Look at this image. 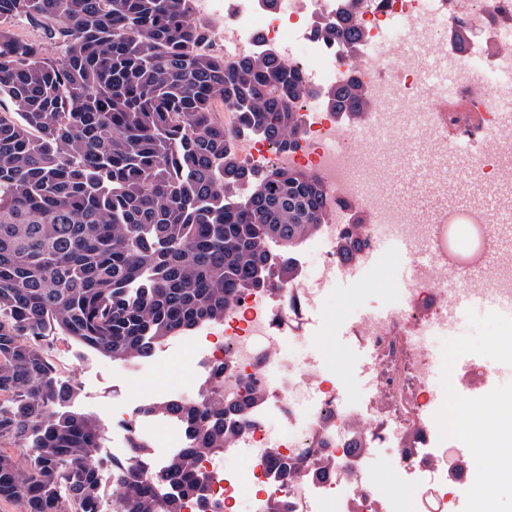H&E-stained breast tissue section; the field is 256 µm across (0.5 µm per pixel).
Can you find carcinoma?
<instances>
[{
	"mask_svg": "<svg viewBox=\"0 0 512 512\" xmlns=\"http://www.w3.org/2000/svg\"><path fill=\"white\" fill-rule=\"evenodd\" d=\"M194 0H0V500L28 512H179L205 500L202 454L224 448V422L246 408L211 390L178 414L193 445L149 476L100 462L98 417L72 409L47 337L60 333L134 361L171 336L224 319L237 292L291 273L289 254L321 224L324 193L308 171L257 170L213 114L294 147L309 90L276 52L226 60ZM27 20L61 44L47 58L20 38ZM351 48L350 13L324 29ZM334 110L365 112L355 82L326 89ZM282 262L270 272L268 249ZM24 451L19 463L4 446Z\"/></svg>",
	"mask_w": 512,
	"mask_h": 512,
	"instance_id": "carcinoma-1",
	"label": "carcinoma"
}]
</instances>
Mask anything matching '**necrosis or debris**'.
<instances>
[{"label":"necrosis or debris","mask_w":512,"mask_h":512,"mask_svg":"<svg viewBox=\"0 0 512 512\" xmlns=\"http://www.w3.org/2000/svg\"><path fill=\"white\" fill-rule=\"evenodd\" d=\"M347 4L368 50L352 71L345 47L320 33ZM475 34L494 47L499 70L511 72L512 0H278L273 9L264 0H224L225 57L275 50L299 67L310 91L296 114L297 148L277 151L268 141L245 135L238 141L248 165L305 168L319 178L325 197L322 224L316 239L298 247V254L317 258L329 280L347 271L348 260L336 249L346 237L359 239L363 256L381 237L418 245L407 256L413 287L397 295L369 294L357 318L359 335L376 354V391L390 400L392 411L384 418L380 407L371 405L370 422L352 433L325 354L285 363L281 343L272 340L276 327L304 334V313L320 308L325 295L324 289L307 286V272L298 262L291 276L274 287L236 294L223 321L209 327L207 347L196 353L185 387L129 395L113 408L112 427L98 443L101 460L162 470L188 447L189 433L181 418L169 416L160 424L145 415V408L157 399L189 403L203 386L214 385L224 396L249 402L243 416L226 423L222 454L247 459L251 468L241 474L221 466L217 455L202 457L198 466L208 477L207 500L181 498L180 512H201L205 506L210 512H234L251 486L257 489L254 512H343L352 497L359 498L363 512H375L380 489L355 466L363 441L395 448L424 416L436 418L440 426L422 435L423 447H431L437 437L454 438L453 422L465 407L449 402L439 387L430 340L447 331L448 306L459 283L429 251L444 232L454 261L476 259L470 238L482 222L480 210L512 184V85L503 84L498 73L479 77L468 114L445 118L441 103L456 93V85L426 84L421 77L446 54L450 38ZM345 70L377 111L386 113V121L369 117L351 129L341 127L321 92ZM472 112L481 117L482 150L473 170L456 180L445 164L448 146L436 130L446 121L468 126ZM401 151L429 163L424 184L431 194L443 196L453 182L460 192L476 196L479 210L452 223L447 214L435 217L401 204L378 164L379 157ZM343 196L356 198L370 212L371 223H347L339 207ZM216 365L224 368L218 380L212 376ZM135 436L146 440V447H132Z\"/></svg>","instance_id":"necrosis-or-debris-1"}]
</instances>
